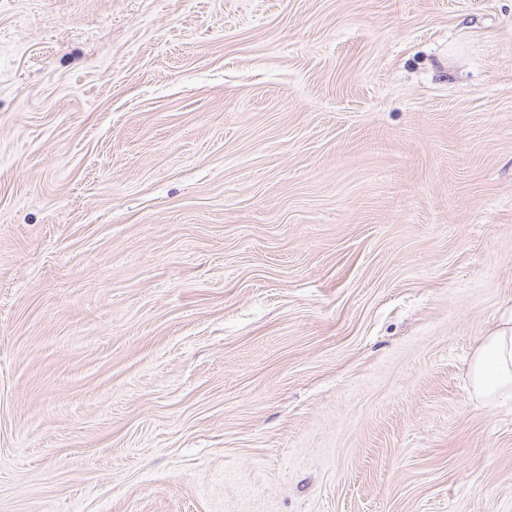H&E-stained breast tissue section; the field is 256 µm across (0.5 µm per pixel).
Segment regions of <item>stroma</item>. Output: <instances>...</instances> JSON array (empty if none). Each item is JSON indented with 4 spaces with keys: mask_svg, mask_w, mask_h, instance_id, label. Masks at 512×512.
<instances>
[{
    "mask_svg": "<svg viewBox=\"0 0 512 512\" xmlns=\"http://www.w3.org/2000/svg\"><path fill=\"white\" fill-rule=\"evenodd\" d=\"M512 0H0V512H512ZM472 397L485 407L512 401V309L483 336L468 364Z\"/></svg>",
    "mask_w": 512,
    "mask_h": 512,
    "instance_id": "1",
    "label": "stroma"
}]
</instances>
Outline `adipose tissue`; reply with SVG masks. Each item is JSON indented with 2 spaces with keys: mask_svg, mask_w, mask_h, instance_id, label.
<instances>
[{
  "mask_svg": "<svg viewBox=\"0 0 512 512\" xmlns=\"http://www.w3.org/2000/svg\"><path fill=\"white\" fill-rule=\"evenodd\" d=\"M471 393L483 406L512 401V310L481 338L468 364Z\"/></svg>",
  "mask_w": 512,
  "mask_h": 512,
  "instance_id": "adipose-tissue-1",
  "label": "adipose tissue"
}]
</instances>
